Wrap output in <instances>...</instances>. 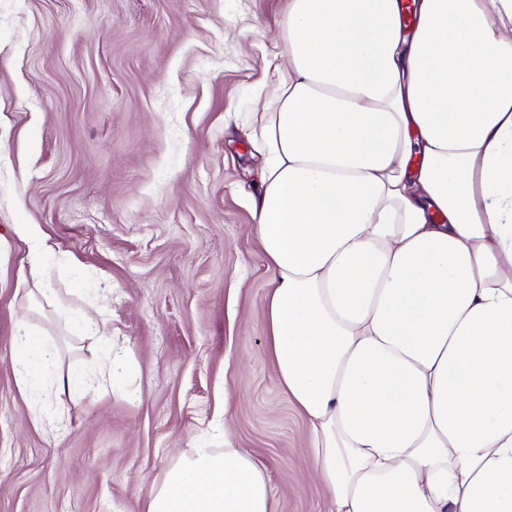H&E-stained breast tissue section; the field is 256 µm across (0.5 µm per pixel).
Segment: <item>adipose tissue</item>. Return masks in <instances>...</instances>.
<instances>
[{"mask_svg":"<svg viewBox=\"0 0 512 512\" xmlns=\"http://www.w3.org/2000/svg\"><path fill=\"white\" fill-rule=\"evenodd\" d=\"M289 0L253 135L266 341L324 512H512V0ZM19 282L50 295L37 224ZM56 353L19 327L36 391ZM146 512H271L253 457L204 443Z\"/></svg>","mask_w":512,"mask_h":512,"instance_id":"1","label":"adipose tissue"}]
</instances>
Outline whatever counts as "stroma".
<instances>
[{
    "mask_svg": "<svg viewBox=\"0 0 512 512\" xmlns=\"http://www.w3.org/2000/svg\"><path fill=\"white\" fill-rule=\"evenodd\" d=\"M288 0H0V512H146L154 481L227 429L272 512H323L308 429L266 345L272 272L248 204V137L282 64ZM37 224L72 313L18 288ZM107 320L111 345L86 337ZM44 332L82 399L49 414L14 373L20 323ZM126 351L109 371L108 350Z\"/></svg>",
    "mask_w": 512,
    "mask_h": 512,
    "instance_id": "35a3bbf8",
    "label": "stroma"
}]
</instances>
